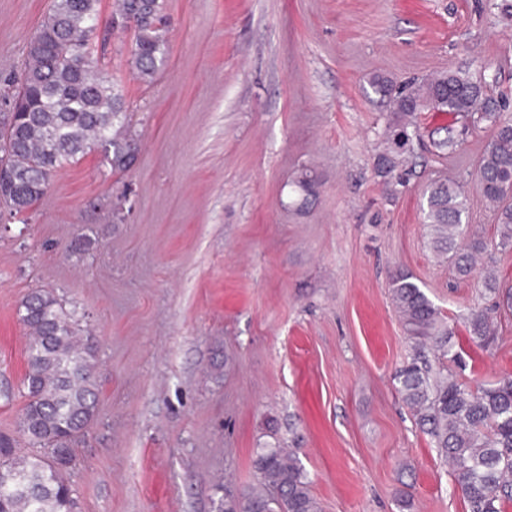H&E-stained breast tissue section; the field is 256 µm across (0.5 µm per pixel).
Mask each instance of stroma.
Returning a JSON list of instances; mask_svg holds the SVG:
<instances>
[{"label":"stroma","mask_w":512,"mask_h":512,"mask_svg":"<svg viewBox=\"0 0 512 512\" xmlns=\"http://www.w3.org/2000/svg\"><path fill=\"white\" fill-rule=\"evenodd\" d=\"M51 7L0 0V84ZM113 8L99 0L95 38L140 150L124 172L88 152L0 216V435L40 452L19 430V309L42 289L95 355L96 414L63 472L73 512H222L273 446L296 451L319 512H466L398 391L412 342L389 280L412 272L461 327L477 281L435 258L421 207L431 180H459L470 229L496 237L476 177L491 129L445 159L415 145L389 195L376 165L396 117L369 81L486 77L512 115V0H165L150 84ZM496 324L462 380L512 378V310Z\"/></svg>","instance_id":"35a3bbf8"}]
</instances>
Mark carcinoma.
<instances>
[{"label": "carcinoma", "instance_id": "obj_1", "mask_svg": "<svg viewBox=\"0 0 512 512\" xmlns=\"http://www.w3.org/2000/svg\"><path fill=\"white\" fill-rule=\"evenodd\" d=\"M98 0H53L50 13L29 42L24 72L0 93V139L8 140L0 211L22 213L47 191L59 169L91 150L103 152L114 171H125L138 151L123 95L99 69L89 47L98 23ZM133 23L132 64L144 83L167 64L163 0H117L112 24ZM376 93L390 100L407 123L386 137L383 177L410 154L412 137H427L439 153L457 146L454 129L425 131L420 112H441L493 127L479 158L477 178L497 220L496 246L512 248V119L490 108L487 81L457 71L411 87L396 88L371 78ZM424 224L435 256L462 278L477 277L479 302L463 319L468 341L489 348L495 341L493 314L512 308V288L477 257L488 252L483 238L463 224L466 195L452 179L430 182ZM413 356L397 374L399 392L415 422L450 467L467 512H502L512 501V379L493 387L473 385L448 371L460 359L456 330L428 298L413 274L396 271L389 282ZM20 320L28 329L29 401L20 426L35 444L52 445V458L20 456L0 437V512H72L71 489L60 477L69 462V442L94 415L97 387L93 355L84 347L70 313L50 293L33 291L22 301ZM257 485L241 492L224 512H318L304 468L291 449L262 448L253 461Z\"/></svg>", "mask_w": 512, "mask_h": 512}]
</instances>
